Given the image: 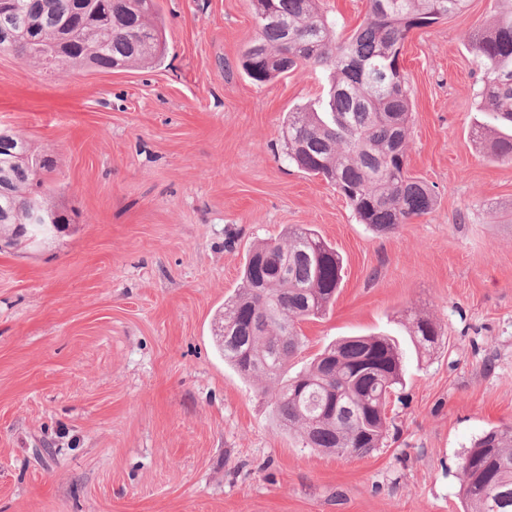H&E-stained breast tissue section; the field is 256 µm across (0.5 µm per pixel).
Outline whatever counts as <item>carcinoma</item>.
I'll use <instances>...</instances> for the list:
<instances>
[{
	"mask_svg": "<svg viewBox=\"0 0 512 512\" xmlns=\"http://www.w3.org/2000/svg\"><path fill=\"white\" fill-rule=\"evenodd\" d=\"M0 13V41L29 64L45 68L29 38L75 29L61 51L64 73L85 66L110 71L154 62L165 51L154 0H13ZM366 19L349 34H336L320 0H271L277 20L257 27L242 54V68L255 83L286 73L278 58L292 55L289 69L302 65L328 71L324 98L288 113L282 134L288 159L318 176L347 200L360 223L389 233L430 214L437 193L410 174L405 143L412 101L404 76L395 73L400 49L414 29L430 27L459 12L465 0H368ZM469 46L483 69L480 111L486 120L472 130L486 153L512 163V0H496L489 27L471 34ZM56 168L51 155L23 137L0 139V227L30 222L29 204L70 220L51 200L36 198ZM343 258L309 227H290L284 239L258 243L249 251L236 293L224 302L218 335L224 362L241 377L276 385L270 402L283 430L299 435L305 448L337 456H363L381 447L386 416L379 405L403 380V352L391 336H350L327 345L304 370L289 374L303 347L299 324L325 315L342 282ZM419 349L434 346L438 324L416 315L409 325ZM490 478L509 490L475 489L461 473L464 512H512V427L484 432L469 452Z\"/></svg>",
	"mask_w": 512,
	"mask_h": 512,
	"instance_id": "carcinoma-1",
	"label": "carcinoma"
}]
</instances>
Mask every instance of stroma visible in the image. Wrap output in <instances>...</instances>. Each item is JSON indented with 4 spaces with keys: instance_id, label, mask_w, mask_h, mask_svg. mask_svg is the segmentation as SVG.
<instances>
[{
    "instance_id": "stroma-1",
    "label": "stroma",
    "mask_w": 512,
    "mask_h": 512,
    "mask_svg": "<svg viewBox=\"0 0 512 512\" xmlns=\"http://www.w3.org/2000/svg\"><path fill=\"white\" fill-rule=\"evenodd\" d=\"M155 8L167 51L149 68L50 75L0 51V126L54 157L70 218L0 239V512H462V456L512 426V164L472 138L466 41L495 0L404 43L406 162L438 205L388 234L288 160L282 121L323 95L322 69L247 78L249 0ZM295 224L344 278L293 371L344 336L402 343L405 384L364 457L304 448L215 336L249 246ZM414 313L442 330L420 352Z\"/></svg>"
}]
</instances>
